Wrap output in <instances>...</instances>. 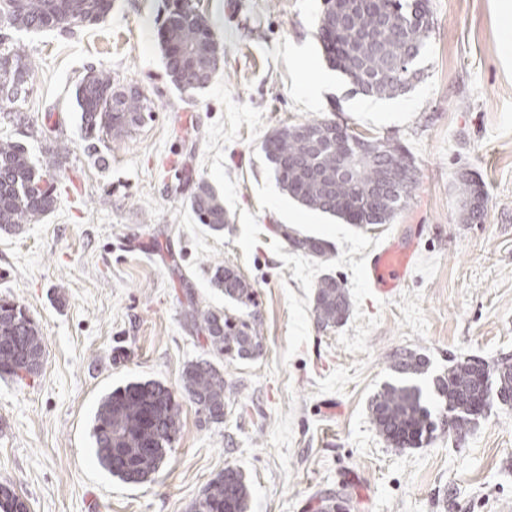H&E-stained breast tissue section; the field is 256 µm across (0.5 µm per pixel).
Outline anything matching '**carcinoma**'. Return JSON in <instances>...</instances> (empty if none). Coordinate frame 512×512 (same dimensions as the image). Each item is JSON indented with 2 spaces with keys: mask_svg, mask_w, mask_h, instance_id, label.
<instances>
[{
  "mask_svg": "<svg viewBox=\"0 0 512 512\" xmlns=\"http://www.w3.org/2000/svg\"><path fill=\"white\" fill-rule=\"evenodd\" d=\"M349 22L339 30L340 49L323 45L332 67L346 76L356 92L369 97L393 98L409 90L420 71L414 62L425 47L432 27L421 21L417 0H346ZM112 0H0V14L17 30H69L98 24L110 11ZM165 71L170 82L185 93L208 85L216 74V57L224 54L207 19L192 8L168 5L160 28ZM31 70L28 57L0 58V99L13 101L21 94ZM80 130L85 141L110 134L120 137L139 126L152 103L139 89L112 81L109 72L87 71L75 91ZM328 119H313L274 130L263 151L276 180L302 206L336 217L348 224H388L411 197L418 178L413 173L394 187L380 186L382 168L391 159L408 155L395 143L371 140L372 151L355 157L349 170L338 166L336 139ZM457 189L465 199L464 221L483 212L471 205L476 182L463 172ZM56 188L38 172L25 147L0 140V232L16 233L53 211ZM190 208L200 224L214 231L224 228L223 200L206 180L195 183ZM289 245L324 262L330 245L322 239L286 232ZM213 285L224 298L255 304L254 290L230 267L217 266ZM351 308L348 290L325 275L315 286L313 314L318 325L335 327L347 320ZM190 317L207 333L209 351L216 357L249 359L262 350L257 324L210 309L193 308ZM44 339L38 324L24 306L0 298V376L17 380L37 375L43 365ZM391 380L369 403L370 416L394 448H419L442 428L459 436L484 414V381H489L495 401L512 407V358L492 363L468 358L448 368L434 383L440 399L432 413L418 378L426 373V360L409 349L393 353ZM187 398L213 423L224 420L230 388L224 373L211 361L188 363L181 375ZM181 405L164 383L133 381L105 394L93 420L97 463L127 484L150 480L163 463L180 433ZM249 488L243 472L227 466L190 506V512H247ZM28 506L9 483L0 484V512H27Z\"/></svg>",
  "mask_w": 512,
  "mask_h": 512,
  "instance_id": "cac0c4a2",
  "label": "carcinoma"
}]
</instances>
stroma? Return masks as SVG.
Listing matches in <instances>:
<instances>
[{"mask_svg":"<svg viewBox=\"0 0 512 512\" xmlns=\"http://www.w3.org/2000/svg\"><path fill=\"white\" fill-rule=\"evenodd\" d=\"M165 2L112 0L99 25L69 33L0 22V55L33 63L18 100L0 101V139L22 143L57 195L40 221L0 233L10 272L0 298L24 305L45 340L37 376L0 378V483L28 512H188L230 465L248 480V512H324L336 495L348 512H512V407H491L464 437L439 431L405 449L388 446L369 415L396 350L429 359L425 388L461 357L512 355V0H429L419 81L373 111L325 58L323 0H193L224 57L190 94L165 72ZM91 68L154 106L139 127L92 146L75 103ZM313 80L323 86L311 108L300 86ZM324 117L412 156L418 185L392 223L359 228L277 183L265 137ZM463 170L488 194L473 224L461 220ZM200 178L223 198V230L193 218ZM289 230L327 241L331 259L294 251ZM389 243L414 245L419 260L402 288L380 295L363 271ZM218 265L241 273L256 306L212 286ZM325 274L352 302L346 322L326 329L312 310ZM195 305L256 320L263 349L217 360L232 388L223 423L181 399L159 471L123 483L94 457L97 404L131 381L180 391L185 365L210 356L188 318Z\"/></svg>","mask_w":512,"mask_h":512,"instance_id":"1","label":"stroma"}]
</instances>
